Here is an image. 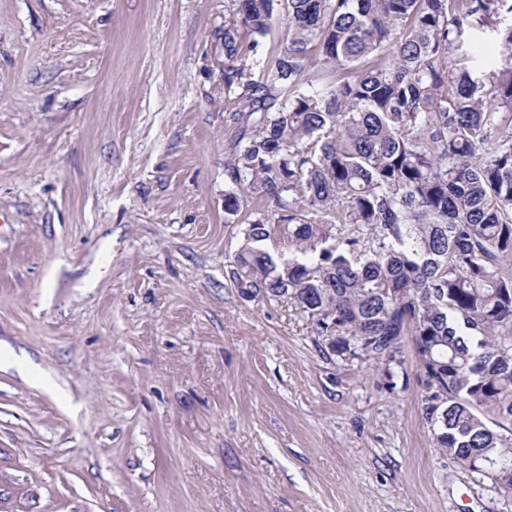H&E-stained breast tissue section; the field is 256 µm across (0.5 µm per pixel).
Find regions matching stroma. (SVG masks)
Here are the masks:
<instances>
[{
  "mask_svg": "<svg viewBox=\"0 0 512 512\" xmlns=\"http://www.w3.org/2000/svg\"><path fill=\"white\" fill-rule=\"evenodd\" d=\"M233 0H0V512H503L392 380L242 293Z\"/></svg>",
  "mask_w": 512,
  "mask_h": 512,
  "instance_id": "1",
  "label": "stroma"
}]
</instances>
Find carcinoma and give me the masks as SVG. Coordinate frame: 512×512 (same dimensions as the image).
I'll list each match as a JSON object with an SVG mask.
<instances>
[{"instance_id": "carcinoma-1", "label": "carcinoma", "mask_w": 512, "mask_h": 512, "mask_svg": "<svg viewBox=\"0 0 512 512\" xmlns=\"http://www.w3.org/2000/svg\"><path fill=\"white\" fill-rule=\"evenodd\" d=\"M234 2L224 86L248 133L224 212L255 206L238 287L388 379L414 336L435 447L512 500V0ZM281 5L286 45L259 55Z\"/></svg>"}]
</instances>
